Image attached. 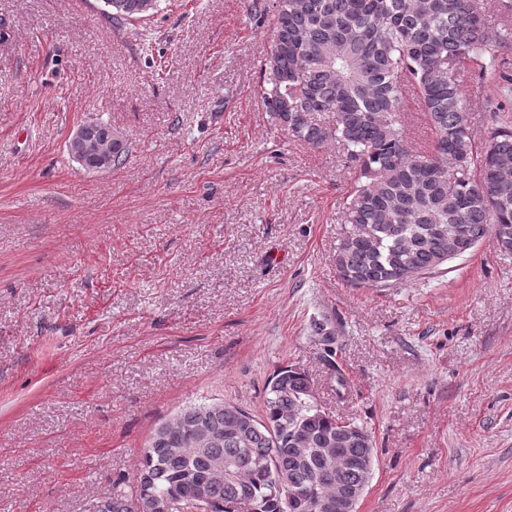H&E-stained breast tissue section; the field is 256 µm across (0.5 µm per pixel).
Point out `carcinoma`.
<instances>
[{
    "instance_id": "obj_1",
    "label": "carcinoma",
    "mask_w": 512,
    "mask_h": 512,
    "mask_svg": "<svg viewBox=\"0 0 512 512\" xmlns=\"http://www.w3.org/2000/svg\"><path fill=\"white\" fill-rule=\"evenodd\" d=\"M122 24L147 16L148 0H102ZM483 0H275L271 51L261 66L264 106L288 134L312 147L347 150L355 187L344 203L336 269L355 288H391L440 269L455 246L492 237L512 252V126L480 149L472 137L459 68L509 41L492 28ZM433 133L423 153L400 123L406 86ZM112 167L130 143L107 121ZM307 373L273 376L263 415L222 401L182 408L159 424L139 456L138 478L114 485L94 512H160L166 497L183 512H313L288 490L317 485L333 501L361 486L373 435L312 409ZM348 459L333 482L325 469Z\"/></svg>"
}]
</instances>
